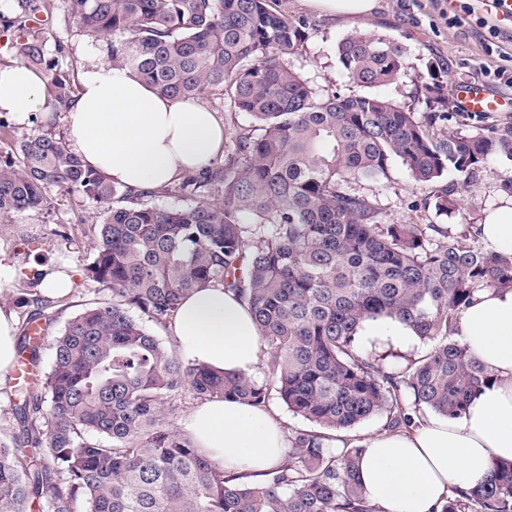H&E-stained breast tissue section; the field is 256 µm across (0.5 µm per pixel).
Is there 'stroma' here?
Returning <instances> with one entry per match:
<instances>
[{"label":"stroma","mask_w":512,"mask_h":512,"mask_svg":"<svg viewBox=\"0 0 512 512\" xmlns=\"http://www.w3.org/2000/svg\"><path fill=\"white\" fill-rule=\"evenodd\" d=\"M277 8L291 19L313 22L307 41L298 53L291 56V64L310 79L320 93L344 86L342 66L336 45L344 36L355 32L383 34L395 38L407 48L406 62L410 77L427 75L429 68H437L447 85L476 84L497 96L512 99V83H492L483 77L484 66H495L499 58L488 55L478 35L477 18L486 17L482 0H476L474 16L462 25L449 26L442 13L448 0H378L377 8L369 17L356 21L320 14L309 8L305 0H276ZM66 8L58 6L54 14L33 21L34 29L42 30L46 41L47 59L57 61L72 84H79L88 64L84 48H98L94 36L67 25ZM409 79L380 87L379 93L396 102L425 110L424 98ZM51 131L65 137L61 116L51 121L34 117L24 121L13 120L8 134H0V162L14 157L19 143L29 135ZM512 178V162L489 161L473 178L461 185L460 202L463 213L451 212L434 216L437 224L457 228L462 219L481 221L485 212L501 206L507 199L503 189L505 179ZM361 191L379 193L388 223H407L412 202L432 196L433 187L416 188L406 168L393 162L391 178L387 181H364ZM48 203L44 209L16 214L11 222L0 223V260L11 264L16 276L8 289V298L16 314L18 326H25L31 309L20 298L34 271L47 266H61L71 275L74 288L70 295L54 298L41 317L50 324L42 339L39 370H47L52 352L49 341L56 336L66 321L80 312L86 303L108 298L103 286L85 275V267L92 260L98 239L91 226L96 221L98 208L78 193H66L58 188L46 190Z\"/></svg>","instance_id":"1"}]
</instances>
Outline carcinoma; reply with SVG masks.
I'll list each match as a JSON object with an SVG mask.
<instances>
[{
  "label": "carcinoma",
  "mask_w": 512,
  "mask_h": 512,
  "mask_svg": "<svg viewBox=\"0 0 512 512\" xmlns=\"http://www.w3.org/2000/svg\"><path fill=\"white\" fill-rule=\"evenodd\" d=\"M16 2L12 49L49 71L54 110L64 109L67 80L26 26L54 0ZM271 3L67 0L68 22L101 41L112 69L181 101L217 93L253 124L231 153L159 191L112 183L48 133L0 163L1 221L42 209L49 186L99 205L85 271L111 291L67 321L49 370L17 392L23 433L0 428V512H374L357 479L363 446L337 449V435L375 417L390 432L425 411L457 418L491 381L454 326L475 293L512 289V256L479 245L473 222L455 233L429 223V207L454 208L453 183L412 205L408 224L385 223L379 194L358 183L389 179L395 160L417 185L449 171L469 179L492 158L512 162V129L448 111L434 76L421 84L427 112L375 93L406 75L407 49L386 35L337 45L346 82L366 93H319L288 62L310 23ZM160 193L184 204L159 206ZM207 287L248 305L268 355L263 378L186 360L145 328L167 325ZM384 317L431 348L403 368L364 351L361 325ZM188 394L264 411L276 400L313 428L289 429L285 462L248 480L163 423ZM434 512H512V462Z\"/></svg>",
  "instance_id": "1"
}]
</instances>
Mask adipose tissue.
Instances as JSON below:
<instances>
[{
  "instance_id": "adipose-tissue-1",
  "label": "adipose tissue",
  "mask_w": 512,
  "mask_h": 512,
  "mask_svg": "<svg viewBox=\"0 0 512 512\" xmlns=\"http://www.w3.org/2000/svg\"><path fill=\"white\" fill-rule=\"evenodd\" d=\"M0 112L50 118L44 83L34 70H0ZM67 144L115 184L161 189L215 158L224 125L191 102L159 96L135 75L90 59L65 112ZM479 238L491 251L512 256V204L490 211ZM169 332L184 358L228 373H254L263 351L248 306L223 288H203L176 310ZM362 342L410 349L415 332L399 320L362 324ZM457 336L491 374L460 418L435 417L407 432L371 440L358 477L375 512H432L451 487L473 489L493 461H512V290L476 293L462 311ZM16 320L0 301V390L16 364ZM197 447L225 469L260 474L279 465L287 446L272 413L236 402L206 401L184 422Z\"/></svg>"
}]
</instances>
